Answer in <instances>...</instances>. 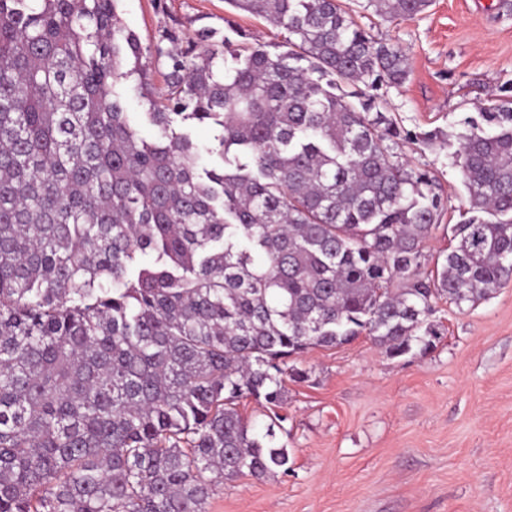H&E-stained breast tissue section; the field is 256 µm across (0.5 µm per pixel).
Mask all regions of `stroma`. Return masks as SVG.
Here are the masks:
<instances>
[{"label": "stroma", "instance_id": "stroma-1", "mask_svg": "<svg viewBox=\"0 0 512 512\" xmlns=\"http://www.w3.org/2000/svg\"><path fill=\"white\" fill-rule=\"evenodd\" d=\"M118 14L142 46L162 31L180 41L225 17L269 51L285 32L225 0H120ZM357 22L400 46L409 76L377 95L412 139L396 153L431 171L445 202L427 243L426 268L448 247L447 226L469 208L455 163L466 119L512 90V0H433L415 19ZM444 329L420 358L387 357L367 337L317 348L287 382L278 442L292 471L217 484L206 512H512V281L463 309L438 303Z\"/></svg>", "mask_w": 512, "mask_h": 512}]
</instances>
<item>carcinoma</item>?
<instances>
[{"label":"carcinoma","mask_w":512,"mask_h":512,"mask_svg":"<svg viewBox=\"0 0 512 512\" xmlns=\"http://www.w3.org/2000/svg\"><path fill=\"white\" fill-rule=\"evenodd\" d=\"M117 2L0 0V512H205L218 482L291 471L285 418L238 410L306 381L290 359L362 335L424 357L437 303L512 280V95L461 135L471 216L426 271L443 199L374 95L408 78L398 45L342 0H225L284 50L203 29L166 52Z\"/></svg>","instance_id":"1"}]
</instances>
